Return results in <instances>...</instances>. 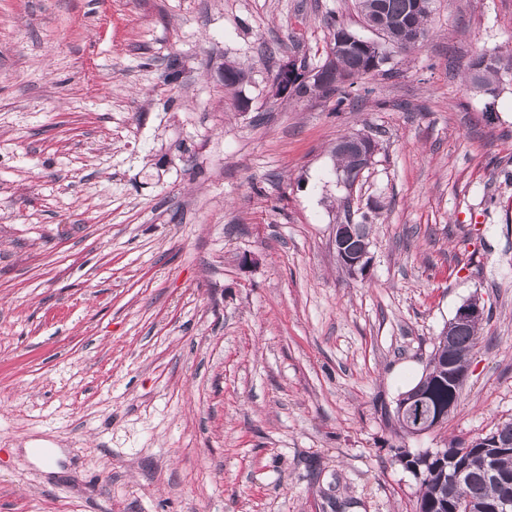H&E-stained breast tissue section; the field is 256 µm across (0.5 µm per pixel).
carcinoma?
I'll return each mask as SVG.
<instances>
[{
  "label": "carcinoma",
  "mask_w": 512,
  "mask_h": 512,
  "mask_svg": "<svg viewBox=\"0 0 512 512\" xmlns=\"http://www.w3.org/2000/svg\"><path fill=\"white\" fill-rule=\"evenodd\" d=\"M357 11L366 25L379 20L384 25V43L372 46L354 45L337 55L327 73L326 83L310 82L305 93L321 92L328 95L347 83L377 71L382 61L376 59V52L384 50L383 44L407 51L409 47L399 44L403 29L412 28L425 35L426 25L433 11V0H356ZM512 67V57L497 56L486 60V54L472 57L465 73L467 82L477 92L493 94L497 91L501 73ZM482 322H474L457 334L453 348H448V339L441 336L433 346L425 370L418 382L399 395L396 404H407L406 410L417 409L419 404L441 417L440 424L459 407L460 394L454 392L448 380V372L462 371L479 340ZM502 444L493 448L494 441ZM494 465L501 475L512 477V421L504 422L486 435L476 436L467 441L454 438L448 447L435 453L430 460L420 463V494L417 512H453V501L449 499L450 471L458 467L465 470V485L461 494L468 498L471 512H487L486 506L505 496L512 497V484H503L490 473Z\"/></svg>",
  "instance_id": "1"
}]
</instances>
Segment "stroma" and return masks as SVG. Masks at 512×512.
Wrapping results in <instances>:
<instances>
[{"label": "stroma", "instance_id": "35a3bbf8", "mask_svg": "<svg viewBox=\"0 0 512 512\" xmlns=\"http://www.w3.org/2000/svg\"><path fill=\"white\" fill-rule=\"evenodd\" d=\"M337 23L376 37L354 0H0V512H416L399 449L512 419V71L463 82L512 53V0H434L380 71L275 95ZM473 297L459 409L401 436ZM486 55V53H478L472 57L465 77L475 91L494 94L499 87L501 73L512 67V57L511 55L507 58L495 56V60L487 61ZM300 71L294 63H289L285 65L278 73L275 80V90L278 95L288 94L290 93L292 96L296 95V88L302 82H308L311 79V76L315 74H308L305 77L296 80V75L299 74ZM340 148L352 151L356 157L357 161V168H356V162L354 158L351 155L338 153L336 151V156L339 158L340 165L338 167L340 181L347 187H352L356 180H353V174L358 171L359 175L360 173L368 168L373 161L375 152L377 150V144L376 142L366 136V135H354L352 137L346 138L340 143ZM356 168V170H355ZM355 170V171H354ZM354 173L352 175H349L347 173ZM342 172H347L346 174H343ZM358 175V176H359ZM353 224H338L335 226V246L338 257L342 260L344 267L353 275H363L370 264V253L368 248L362 251L353 252L346 250L345 238L351 232Z\"/></svg>", "mask_w": 512, "mask_h": 512}]
</instances>
